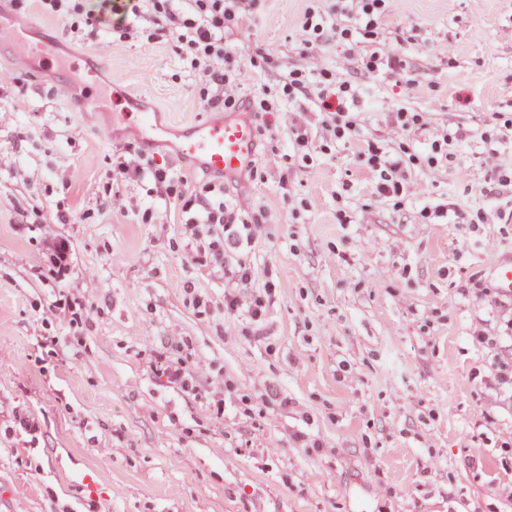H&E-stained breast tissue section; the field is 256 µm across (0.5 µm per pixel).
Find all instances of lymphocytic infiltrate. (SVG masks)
Instances as JSON below:
<instances>
[{
    "label": "lymphocytic infiltrate",
    "mask_w": 512,
    "mask_h": 512,
    "mask_svg": "<svg viewBox=\"0 0 512 512\" xmlns=\"http://www.w3.org/2000/svg\"><path fill=\"white\" fill-rule=\"evenodd\" d=\"M44 9L69 19L70 33L100 42L117 34L127 36L139 16L149 23V40L173 42L175 52L188 61L204 87L203 107L207 110L245 106L251 112L282 113L285 103H304L308 109L328 115L327 126L336 142L349 143L356 136L351 119L357 111L359 90L330 79L319 52L321 44L334 42L354 47L352 34L362 31L373 39L382 23L386 0H343L339 16L308 15L296 42L307 60L306 72L289 73L280 89L248 81L247 67L224 35L242 20L241 0H41ZM363 154L379 173L375 194L382 200L402 199L408 191L405 171L407 155L394 154L375 143H366ZM111 180L147 181L157 193L171 196L181 175L176 168L151 159L135 157L132 151L114 154ZM202 197L184 200L183 221L191 232L189 255L204 267L224 272L231 282L224 293L225 311H244L255 322L262 321L267 298L275 291L267 284L263 295H253L249 285L254 277L250 265L229 263L236 246L252 240L254 227L221 198H213V185H206Z\"/></svg>",
    "instance_id": "obj_1"
}]
</instances>
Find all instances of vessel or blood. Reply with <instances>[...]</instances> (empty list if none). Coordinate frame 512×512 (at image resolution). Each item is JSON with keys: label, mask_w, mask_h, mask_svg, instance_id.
Instances as JSON below:
<instances>
[{"label": "vessel or blood", "mask_w": 512, "mask_h": 512, "mask_svg": "<svg viewBox=\"0 0 512 512\" xmlns=\"http://www.w3.org/2000/svg\"><path fill=\"white\" fill-rule=\"evenodd\" d=\"M37 58L46 74L68 69L69 64L57 51L54 39L34 29L18 27L0 13V49ZM255 130L247 122L208 120L189 127L178 147L179 155L201 162L208 170L230 174L239 170L250 158Z\"/></svg>", "instance_id": "1"}]
</instances>
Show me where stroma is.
<instances>
[{
	"label": "stroma",
	"instance_id": "1",
	"mask_svg": "<svg viewBox=\"0 0 512 512\" xmlns=\"http://www.w3.org/2000/svg\"><path fill=\"white\" fill-rule=\"evenodd\" d=\"M326 5L246 0L226 40L279 88L305 67L296 31ZM376 41L413 81L364 90L360 140L336 143L322 112L227 111L254 127L256 166L224 176L177 160L182 129L209 113L170 44L60 41L84 66L67 81L0 54V512H355L364 498L512 512V300L491 274L512 256V183L488 191L483 162L493 148L512 170V0H390ZM133 101L170 134L132 139ZM400 107L459 131L447 160L428 163V132L393 135ZM365 140L416 155L415 195L376 197ZM131 142L257 222L232 258L254 292L276 285L261 322L225 313L222 273L189 258L149 184L112 195V155ZM60 238L72 261L57 277ZM161 352L187 358L190 389L156 373Z\"/></svg>",
	"mask_w": 512,
	"mask_h": 512
}]
</instances>
